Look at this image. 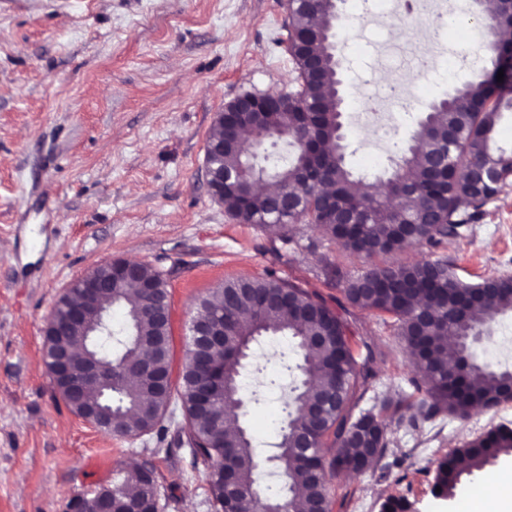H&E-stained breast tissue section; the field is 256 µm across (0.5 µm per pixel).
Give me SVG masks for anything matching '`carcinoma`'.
I'll return each mask as SVG.
<instances>
[{
  "label": "carcinoma",
  "mask_w": 512,
  "mask_h": 512,
  "mask_svg": "<svg viewBox=\"0 0 512 512\" xmlns=\"http://www.w3.org/2000/svg\"><path fill=\"white\" fill-rule=\"evenodd\" d=\"M288 55L296 66L295 85L286 91L288 105L265 107L241 121L266 135L279 134L295 148L292 158L275 166L280 192L288 199V211L279 212L272 198L251 192L252 170L248 165L251 142L246 138L224 141L220 161L232 177L224 193V208L244 224L273 220L283 227L308 224L357 257L390 255L414 244L437 248L461 235L462 227L478 223L484 207L512 177V149L493 146L495 127L502 109L512 108V79L490 82L498 69V58L486 45L476 49L486 64L471 70L469 79L452 94L446 107L432 102L424 119L403 149L400 170L390 179V190L398 200V211L390 212L380 185L356 177L345 165L341 147L343 97L336 85L334 43L338 11L329 0H294L286 4ZM484 30L512 27V15L502 7L480 15ZM433 153L442 155L439 168L428 167ZM487 170L491 176L477 184L471 171ZM333 188L335 201L328 210L317 204L324 186ZM142 280L154 292L138 284L116 281L112 305L124 313L123 328L115 330L107 321L95 331L90 346L73 337L63 316L69 293L56 302L53 326L44 335L46 365H51L54 346L65 343L79 353L89 348L111 362L133 359L142 353L138 339L160 336L163 325L147 317L145 309L156 298L169 293L161 274L142 265ZM487 293L464 304L470 286L456 279L448 261L413 264L387 263L374 266L345 282L342 292L348 304L392 315L399 323V336L412 357L415 392L424 419L448 413L465 417L474 407L492 408L512 390V371L481 367L471 361L460 339L480 333L507 311H512V277L487 279ZM221 303L207 297L199 301L196 315L211 312L224 320L234 341L231 348L209 355L221 366L217 374L203 373L196 345L188 342L178 397L186 417L185 433L192 442L195 461L209 470V491L215 512H330L328 475L335 470L361 473L367 461L383 456L388 448L387 429L392 423L416 426L406 417L409 395L384 397L374 407L360 402L374 376L375 351L367 341L363 362L355 359L350 341L351 325L331 308L320 294L269 273L258 278L224 281L217 291ZM284 336L301 352L302 360L287 370L298 371L299 384L285 400V417L276 444L278 467L276 490L266 494L263 504L251 502L261 470L254 445L240 417L239 376L241 364L232 361L233 351L247 354L250 343L264 333ZM151 361L165 386L149 395L140 378L130 372H112V389L100 396L91 382L85 403H105L112 408L115 426L133 418L136 428L152 430L172 397L171 345L152 351ZM323 448L336 449L325 460ZM512 454V428L499 426L457 449L441 460L433 487L438 497L452 495L463 473L472 474ZM112 507L123 512L153 503L159 490L155 467L149 462L125 471L114 482Z\"/></svg>",
  "instance_id": "obj_1"
}]
</instances>
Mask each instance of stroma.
I'll list each match as a JSON object with an SVG mask.
<instances>
[{"instance_id": "1", "label": "stroma", "mask_w": 512, "mask_h": 512, "mask_svg": "<svg viewBox=\"0 0 512 512\" xmlns=\"http://www.w3.org/2000/svg\"><path fill=\"white\" fill-rule=\"evenodd\" d=\"M339 9L356 18L337 31L346 164L384 179L423 117L421 104L448 97L469 72H400L417 106L398 117L399 148L382 152L360 115L378 91L372 77L389 30L361 0H341ZM285 18V0H0V512H69L72 497L111 484L133 459L155 466L163 512H214L206 470L180 441V399L161 428L118 438L51 390L44 328L59 296L98 265L127 258L161 273L176 372L198 298L224 280L272 271L332 303L343 293L326 281V267L348 279L371 267L309 225L239 223L210 195L205 146L216 113L240 93L293 85ZM285 235L293 246L283 245ZM437 258L466 283L512 276V179L464 237L436 249L412 246L391 260ZM349 320L352 343L364 338L375 349L362 408L410 391V357L393 317L354 307ZM474 356L512 368V312L492 324ZM299 361L298 349L269 334L241 371V423L264 459V486L276 480L269 458L293 385L280 365ZM500 423L512 427V401L414 429L389 426L382 458L332 479L331 512H380L390 497L414 512H454L453 498L432 492L438 459Z\"/></svg>"}]
</instances>
